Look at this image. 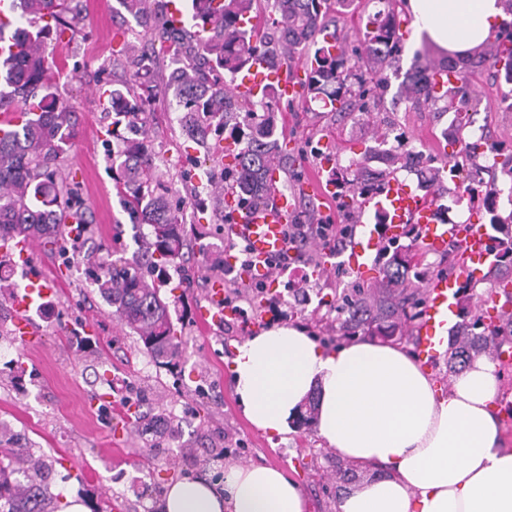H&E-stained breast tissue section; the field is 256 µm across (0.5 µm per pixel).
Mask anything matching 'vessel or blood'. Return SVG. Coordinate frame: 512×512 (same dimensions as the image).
I'll return each instance as SVG.
<instances>
[{"label":"vessel or blood","mask_w":512,"mask_h":512,"mask_svg":"<svg viewBox=\"0 0 512 512\" xmlns=\"http://www.w3.org/2000/svg\"><path fill=\"white\" fill-rule=\"evenodd\" d=\"M277 84L283 100L296 101L301 91L298 81L289 78L282 70L273 68L260 55L254 56L249 68L236 76L234 89L239 96L254 98L260 95L268 84ZM227 207L233 208L234 198H227ZM365 220L361 222V236L353 243L348 258L352 270L361 271L366 267L370 253L376 250L380 237L396 239L409 228L419 233L418 244L426 253L447 251L449 241H456L463 259L460 271L454 275H442L430 281L425 309L419 319L417 331L421 338L420 361L423 366H432L437 357L435 338L438 329L448 326L458 315L456 304L461 276L475 275L479 266L484 265L488 257L489 239L485 229L475 221H468L467 232H460L458 225H446L437 221L435 200L420 195L397 180H390L383 191L363 198L359 204ZM294 205L282 192H275L273 201L238 213L234 210L233 220L225 227L228 239H244L248 246L247 259H240L234 252H226V264L241 276H249L253 271L263 270L267 260L281 253L285 246L284 230L289 224ZM382 217V224L368 223V216ZM60 277L29 278L27 283L19 285L12 297L18 312L14 323L16 341L23 349L33 348L39 340V332L27 318L31 308L54 295L60 285ZM236 314L224 305V281L211 282L210 294L206 306L199 309L197 322L202 329L210 330L235 319Z\"/></svg>","instance_id":"b4317fda"}]
</instances>
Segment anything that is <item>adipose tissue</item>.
<instances>
[{"instance_id": "1", "label": "adipose tissue", "mask_w": 512, "mask_h": 512, "mask_svg": "<svg viewBox=\"0 0 512 512\" xmlns=\"http://www.w3.org/2000/svg\"><path fill=\"white\" fill-rule=\"evenodd\" d=\"M416 37L466 55L506 22L500 0H405ZM232 380L251 424L288 430L318 391L317 432L367 478L336 512H512V448L495 411L500 375L486 357L439 389L401 347L364 337L333 349L292 326L261 330L235 349ZM298 482L270 465H234L214 489L167 485L161 512H306Z\"/></svg>"}]
</instances>
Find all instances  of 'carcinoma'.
<instances>
[{"label": "carcinoma", "mask_w": 512, "mask_h": 512, "mask_svg": "<svg viewBox=\"0 0 512 512\" xmlns=\"http://www.w3.org/2000/svg\"><path fill=\"white\" fill-rule=\"evenodd\" d=\"M398 2L388 0L386 12L367 17L351 46L341 38L336 19L355 14L359 9L355 0H223L217 8L213 0H191V25L177 27L152 0H120L130 14L153 22V42L132 57V65L148 71L166 46L177 48L179 66L163 82L178 95L182 133L205 148L211 136L221 134L236 145L234 163L224 166V191L233 192L243 210L269 201L273 162L283 153L284 131L275 115L281 100L276 91L246 100L232 87L233 75L257 53L276 67L284 61L290 69L298 59L307 62V90L324 95L332 112L370 111L394 77L401 82L392 106L408 102L412 109L435 108L451 114L441 136L457 150L435 157L441 164L439 183L445 192L464 187L472 196L482 197L490 215L486 231L491 274L512 264V213L505 218L497 213V183H487L473 171L499 170L512 178V152L504 157L501 148L485 137L469 141L463 133L473 125L480 104L470 91L471 81L486 68L494 71L501 89L496 108L512 112V22L505 24L494 42L466 57L436 60L428 50L418 52L403 72ZM80 8V0H14L8 25L0 24V46L10 47L0 53V113L23 114L13 132L0 137V239H35L47 252L62 256L74 244L69 218L82 216L81 238L91 220L84 214L77 190L57 168L76 138V118L56 97L60 67L49 61L45 47L64 37ZM438 70L450 73L448 87L441 92L433 84ZM150 97L148 88L137 93L126 86L110 90L108 97L112 126L132 127L140 135L117 151L115 187L134 223L149 226L150 232L141 250L130 258L113 260L89 253L84 260L98 269L93 284L112 315L138 335L157 364L171 367L179 361L184 341L177 335L170 303L161 292L165 281H150L148 276L180 264L186 246L182 210L200 203L195 199L173 203L168 186L156 174L149 151L151 113L145 111ZM387 144L388 132L379 130L361 158L338 163L331 170L343 216L353 218L358 199L378 192L397 172L395 168L374 172L366 166L374 156L393 155ZM381 252L389 255L383 269L387 287L405 288L398 306L376 305L373 331L391 336L394 328L387 318L395 308H410L412 317L420 316L427 280L420 274L408 280L405 270L412 257L401 252L398 241H387ZM339 300L341 312L348 313L342 329L349 336L366 322L364 285H346ZM460 318L448 357L452 371L486 354L490 343L497 348L512 343L511 316L489 324L480 304L460 313ZM50 473L46 456L28 448H0V512H54L48 493Z\"/></svg>", "instance_id": "obj_1"}]
</instances>
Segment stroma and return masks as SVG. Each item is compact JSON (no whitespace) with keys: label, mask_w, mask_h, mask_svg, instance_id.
<instances>
[{"label":"stroma","mask_w":512,"mask_h":512,"mask_svg":"<svg viewBox=\"0 0 512 512\" xmlns=\"http://www.w3.org/2000/svg\"><path fill=\"white\" fill-rule=\"evenodd\" d=\"M102 15L84 12L71 41L64 47L65 69L55 93L78 116L74 146L58 164L61 173L79 176V197L93 215L92 242L101 253L131 257L137 252L148 226L133 225L112 180V155L128 137L127 129H113L112 114L98 101L100 91L126 85L137 89L152 84L158 92L146 103L153 112L150 148L156 170L168 182L173 199L188 202L196 188L188 173L195 162L208 161L203 148L181 132L175 110L174 90L162 87L161 78L173 66L174 50H165L150 77L136 74L125 57L122 43L137 46L150 38L148 26L126 12L119 0H106ZM472 87L482 110L475 116L474 134L500 141L512 149V112L497 110L500 90L488 74L476 75ZM387 120L411 144H422L424 153L434 150L432 135L447 128L450 117L442 112L402 109L396 112L374 107L335 117L304 110L294 103L277 115L295 138L294 158L279 171L281 189L297 194L298 207L311 223L339 219L337 207H326L307 185L320 162L309 145L322 141L338 146L343 156L363 152L374 123ZM212 179L205 185L206 207H186L188 257L182 268L168 269L174 323L182 327L186 346L174 372L157 368L136 335L122 326L112 310L97 295L81 258L63 265L57 256L34 250L27 265L8 263L13 281L22 275H54L65 267L69 275L64 288L29 315L42 340L23 350L12 329L15 310L12 289L0 290V428L35 454L47 455L54 474L50 492L79 493L89 508L112 498L120 512H158L167 483L187 476L217 481L228 464H269L284 468L297 480L310 503L309 512H336L339 496L357 484L363 470L348 474V462L325 446L316 431L292 426L285 435H271L253 426L245 417L230 366L235 346L241 343L240 327L224 325L201 332L196 315L207 298L210 280L219 278L211 267L212 254L224 253L223 166L208 161ZM348 244L336 247L339 264L314 276L309 258L297 266L309 275L308 293L278 282L277 294L288 303L287 323L306 330L328 346L344 343L340 331L344 319L336 310V286L360 281L371 284L379 276L383 259L373 253L367 273L359 275L344 267ZM92 324L97 328L90 351L71 347L67 331ZM24 363L28 378L25 392H16L5 366ZM145 402L163 414L169 426L178 428V438L169 434L125 433L121 448L113 446L116 412L123 400ZM227 448V455L213 457V449Z\"/></svg>","instance_id":"1"}]
</instances>
